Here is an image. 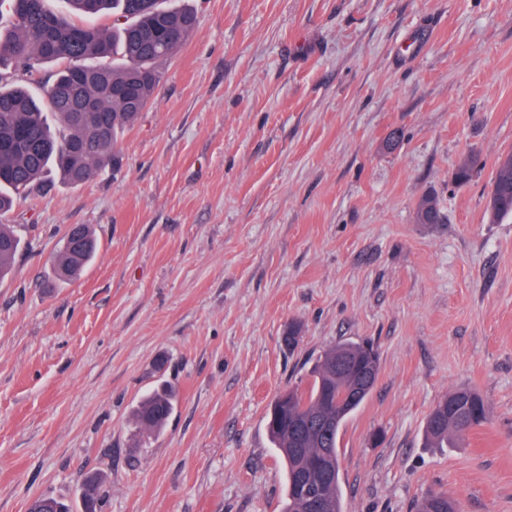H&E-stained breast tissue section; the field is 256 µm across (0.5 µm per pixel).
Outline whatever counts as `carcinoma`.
Wrapping results in <instances>:
<instances>
[{
  "mask_svg": "<svg viewBox=\"0 0 512 512\" xmlns=\"http://www.w3.org/2000/svg\"><path fill=\"white\" fill-rule=\"evenodd\" d=\"M67 2L69 14L52 11L47 0H0V15L11 18V26L0 29V70L9 63L42 84V93L34 95L24 86L3 83L0 76V279L10 272L21 248L20 237L3 223L15 196L32 195L53 171L65 182L79 185L109 166L118 168L119 137L151 104L162 81L161 64L196 26L192 10L166 7L162 0ZM108 10L115 13L112 27L96 24L94 18ZM49 63L59 68L53 78L43 80L41 69ZM478 165L477 156L464 157L454 172L455 181H469ZM488 211L494 222L512 216L511 151L496 161ZM442 220L437 196L424 193L416 204V222ZM97 249L88 225L70 227L55 254V277L77 279ZM370 348L368 343H343L324 351L308 386L290 388L271 405L270 436L287 467L284 512H309L311 498L321 502L322 512H341L340 472L330 470L315 477L311 467L323 449L337 452L341 425L370 394L364 391L346 404L339 421L324 422L325 399L341 402L354 385L336 360L346 352L353 363H360ZM176 405V388L168 381L144 396L132 410L141 437L149 440L160 434ZM487 417L488 407L479 393L459 388L429 413L426 438L439 447H455ZM103 492V476L87 474L81 487L85 512H99ZM416 512H456V508L448 495L431 491Z\"/></svg>",
  "mask_w": 512,
  "mask_h": 512,
  "instance_id": "carcinoma-1",
  "label": "carcinoma"
}]
</instances>
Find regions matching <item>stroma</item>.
Segmentation results:
<instances>
[{
	"label": "stroma",
	"instance_id": "35a3bbf8",
	"mask_svg": "<svg viewBox=\"0 0 512 512\" xmlns=\"http://www.w3.org/2000/svg\"><path fill=\"white\" fill-rule=\"evenodd\" d=\"M167 2L197 25L120 170L49 176L7 217L24 248L0 281V512L79 507L90 471L101 512H281L269 407L345 342L372 343L379 374L340 429L342 512L431 490L512 512V219L486 213L512 151V0ZM428 191L445 223H417ZM75 224L99 252L60 283ZM161 358L178 405L144 445L132 410ZM461 387L488 422L426 447Z\"/></svg>",
	"mask_w": 512,
	"mask_h": 512
}]
</instances>
